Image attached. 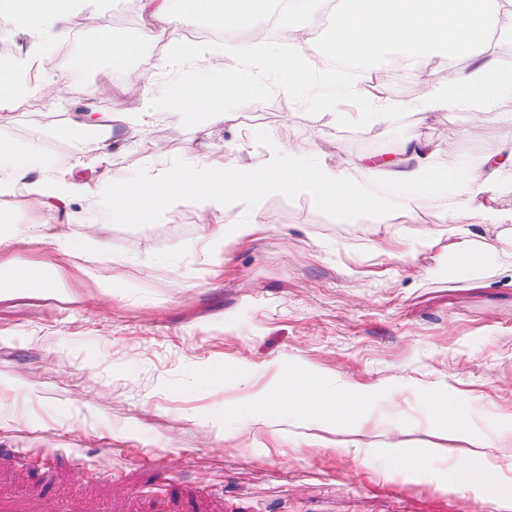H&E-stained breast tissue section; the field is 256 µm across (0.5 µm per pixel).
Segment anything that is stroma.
<instances>
[{"instance_id": "obj_1", "label": "stroma", "mask_w": 512, "mask_h": 512, "mask_svg": "<svg viewBox=\"0 0 512 512\" xmlns=\"http://www.w3.org/2000/svg\"><path fill=\"white\" fill-rule=\"evenodd\" d=\"M113 30L135 39L136 56L94 69H48L60 96L23 100L0 112V130L16 142H39L56 173L75 158L80 178L94 181L93 143L61 141L59 126L77 113L140 111L150 98L128 83L130 71L152 69L168 51L128 0H87ZM199 21L184 37L199 54L239 65L226 43L243 45L252 64L264 42L243 32L208 37ZM252 105L212 121L125 124L126 148L112 162L119 182L155 161H181L188 151L233 160L267 157L264 132L284 145L342 159L352 179L374 195L385 183L365 165L395 161L412 138L430 143L436 168L467 172L489 147L512 145V98L474 113L456 108L420 118L387 111L360 134L339 122L342 103L314 104L316 78L301 91H280L276 77L256 72ZM452 192L425 196L418 221L396 212L337 219L303 192L230 203L225 223L272 218L260 239L224 242V272L202 253L180 254L210 213L184 199L145 224L97 222L77 198L58 214L64 228L96 227L112 249L114 273L131 286L101 300L88 280L65 298L0 301V512H512V272L489 259L452 274L445 244L423 239L447 231ZM497 222L474 233H512V170L494 196ZM221 362L223 386L197 383L194 366ZM293 365L328 391L362 388L366 433L357 448L308 444L316 425L285 419L220 432L225 406L258 398ZM465 395L487 457L501 465L482 491L448 487L451 458L426 455L441 426L429 401ZM29 452L25 465L8 456Z\"/></svg>"}]
</instances>
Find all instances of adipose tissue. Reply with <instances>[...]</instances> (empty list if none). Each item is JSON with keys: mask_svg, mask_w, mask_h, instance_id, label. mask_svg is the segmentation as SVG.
I'll list each match as a JSON object with an SVG mask.
<instances>
[{"mask_svg": "<svg viewBox=\"0 0 512 512\" xmlns=\"http://www.w3.org/2000/svg\"><path fill=\"white\" fill-rule=\"evenodd\" d=\"M272 4L273 0H143L144 11L166 33L170 45L157 58L155 70L175 77L176 83L159 90L152 77L142 76L140 88L151 93L152 103L139 113L138 122L201 120L215 111L249 107L250 98L238 91L239 86L255 81L249 63L213 71L185 42L183 31L203 16L224 29L247 30L268 16ZM83 5L84 0H0V39L20 30L43 44H53L66 36L69 21ZM319 6V0H309L305 9L289 12L281 23L290 35L288 43L266 49L261 57L263 68L277 77L282 91L294 92L305 77L316 75L326 88L317 98L323 104L329 91L340 87L333 61L369 62L396 53L409 59L433 57L443 65L462 57L469 60L465 71L426 82L424 95L413 104L421 117L445 108L490 107L512 96V67L500 65L488 44L493 32L512 40V0H344L330 22L331 53L327 56L313 48L310 39L320 19ZM137 49L136 41L117 35L102 22L97 38L71 64L89 68ZM46 86L39 52L29 51L0 64V112L14 110L24 98L43 95ZM76 133L94 140L99 150L101 182L86 191L52 172L39 143L21 145L0 131V300L63 293L68 276L75 272L93 279L104 296L112 294L109 246L95 241L90 231L69 232L50 219L39 224L13 223L6 204L18 193L36 198L50 212L82 193L101 221L130 224L148 222L185 198L220 214L230 202H255L274 192L307 193L340 219L378 216L386 210L349 178L345 166L326 163L312 151L287 148L271 133L266 136L268 156L261 164L243 159L226 164L191 155L177 165L155 166L150 174L120 182L111 180L109 170L113 156L125 145L115 138L112 124L88 115L58 131L62 138ZM511 165L512 146L496 145L462 180L455 172L432 166L428 145L411 139L405 142L399 162L376 161L366 171L372 178L416 189L422 195L455 190L457 206L448 217V252L454 268H474L495 257L505 260L512 271V237L477 238L471 230L472 220L493 218L494 178ZM268 227V221L254 219L239 221L229 230L223 223H208L188 248L206 253L220 269L225 235L245 243ZM361 406L360 396L346 399L321 391L302 371L285 366L274 389L257 400L225 408L224 423L238 426L286 417L316 421L332 430L357 425ZM430 409L443 422L440 438L467 449L449 473L450 485H484L493 465L478 454L486 439L473 422L467 398L452 391L447 398L431 400Z\"/></svg>", "mask_w": 512, "mask_h": 512, "instance_id": "ef3b65f1", "label": "adipose tissue"}]
</instances>
